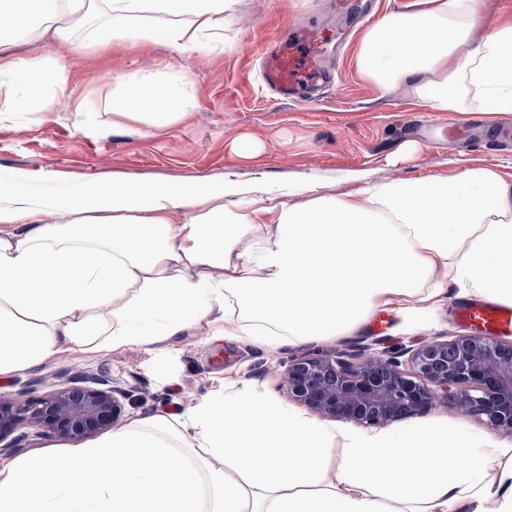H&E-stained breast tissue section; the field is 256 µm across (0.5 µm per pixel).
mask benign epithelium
<instances>
[{
	"label": "benign epithelium",
	"mask_w": 512,
	"mask_h": 512,
	"mask_svg": "<svg viewBox=\"0 0 512 512\" xmlns=\"http://www.w3.org/2000/svg\"><path fill=\"white\" fill-rule=\"evenodd\" d=\"M286 385L288 396L324 418L384 427L420 414L435 399H448L489 428L512 435V342L464 335L385 358L363 350L302 356L288 366ZM120 413L112 391L89 385L25 402L1 396L0 442L22 425L82 440L112 429Z\"/></svg>",
	"instance_id": "benign-epithelium-1"
}]
</instances>
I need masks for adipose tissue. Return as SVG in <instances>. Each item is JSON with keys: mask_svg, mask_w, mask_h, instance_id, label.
<instances>
[{"mask_svg": "<svg viewBox=\"0 0 512 512\" xmlns=\"http://www.w3.org/2000/svg\"><path fill=\"white\" fill-rule=\"evenodd\" d=\"M225 0H0V111L46 116L66 67L17 55L33 37L77 49L161 41L224 45ZM360 73L404 85L429 111L512 107V20L486 0H421L358 47ZM113 114L174 127L195 107L184 74L123 72ZM0 177V376L64 351L153 348L226 297L268 344L348 335L403 297L408 313L456 288L512 304V185L491 169L281 199L276 221L218 205L173 209L231 185L91 179L34 197ZM263 239L260 251L249 247ZM0 512H512V447L428 423L362 432L302 415L242 384L180 415L131 420L82 447L0 464Z\"/></svg>", "mask_w": 512, "mask_h": 512, "instance_id": "obj_1", "label": "adipose tissue"}]
</instances>
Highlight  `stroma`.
Instances as JSON below:
<instances>
[{"label": "stroma", "mask_w": 512, "mask_h": 512, "mask_svg": "<svg viewBox=\"0 0 512 512\" xmlns=\"http://www.w3.org/2000/svg\"><path fill=\"white\" fill-rule=\"evenodd\" d=\"M414 0H349L344 12L329 0H232L225 15L224 47L183 55L165 44L126 45L70 54L72 97L47 117L19 120L0 112V175H25L27 190L60 194L91 178L134 182H233L226 208L266 206L269 198L304 203L310 194L330 197L380 183L426 177L450 178L490 168L512 184V142L493 139L512 127V112L439 115L406 89L388 95L364 80L357 68L358 44L383 15L409 8ZM313 25L320 47L296 45L300 66L316 61L335 83L312 102L281 101L265 88L262 60L284 40L289 27ZM188 74L196 104L166 130L113 116L105 104L112 76L120 72ZM94 101L106 124L85 136L74 109ZM468 294L449 289L430 310L402 322L394 309L378 313L352 335L333 340L266 346L252 337L224 339L206 327L189 326L153 349L137 345L63 353L26 371L0 377V395L19 401L83 380L112 390L121 422L187 411L202 398L230 394L242 383L281 402L288 364L304 354H333L362 346L389 355L437 338L464 336L454 320ZM420 421L465 429L510 444L512 436L488 429L451 403L436 402Z\"/></svg>", "instance_id": "stroma-1"}]
</instances>
